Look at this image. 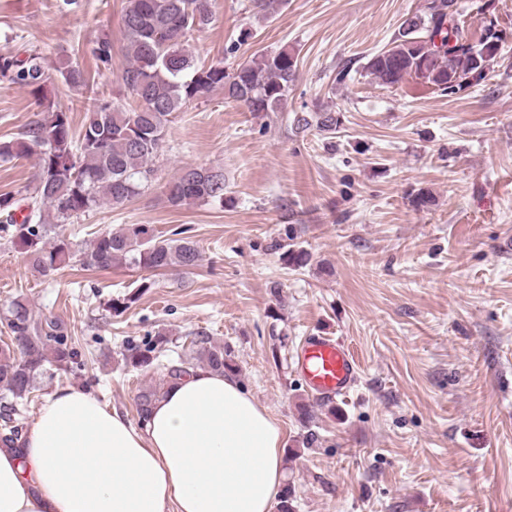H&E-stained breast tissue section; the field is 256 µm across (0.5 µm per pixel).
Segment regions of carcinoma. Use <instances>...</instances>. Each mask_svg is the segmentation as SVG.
<instances>
[{
  "instance_id": "cac0c4a2",
  "label": "carcinoma",
  "mask_w": 512,
  "mask_h": 512,
  "mask_svg": "<svg viewBox=\"0 0 512 512\" xmlns=\"http://www.w3.org/2000/svg\"><path fill=\"white\" fill-rule=\"evenodd\" d=\"M214 20L213 0H125L123 32L127 62L121 80L135 99L128 107L104 97L92 98L79 137L71 130L69 112L44 94L58 77L72 87H85L84 72L67 60L50 65L41 52L25 57L0 55V78L29 90L40 107L37 118L18 136L0 139V162L36 155L38 173L21 197L0 194V233L20 244L34 270L51 278L74 258L86 269L115 264L148 271L197 265L198 246L188 237L163 238L149 224H126L97 235L84 249L72 251L62 230L67 224L105 204L122 205L155 182V161L173 115L220 88L227 98L251 112H274L287 99L294 80L295 53L286 48L253 54L232 72L224 62L196 61L189 38ZM503 42L493 18L474 30L460 11L458 0H428L425 12L407 18L398 34L364 66L385 86L419 80L448 92L458 75L473 74L480 63L494 61ZM112 40L101 37L89 47L100 69H112ZM296 129L320 132L336 128L329 112L294 117ZM175 207L200 202L224 203V172L185 166L163 186ZM142 282L135 293L109 298L104 310L115 315L151 288ZM0 324L11 343L0 347V444L19 440V422L26 419L37 380L51 369L72 373L81 368L74 338L55 320L41 321L22 296L12 299ZM164 333L123 353L126 368L144 371L169 351ZM201 361L210 369L235 375L238 366L224 346L199 334L187 350L168 361L166 381L177 380ZM162 386H147L137 394L139 419Z\"/></svg>"
}]
</instances>
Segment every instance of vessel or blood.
<instances>
[{"mask_svg":"<svg viewBox=\"0 0 512 512\" xmlns=\"http://www.w3.org/2000/svg\"><path fill=\"white\" fill-rule=\"evenodd\" d=\"M295 370L320 400L347 395L358 380V364L349 346L325 334L304 337L295 353Z\"/></svg>","mask_w":512,"mask_h":512,"instance_id":"1","label":"vessel or blood"}]
</instances>
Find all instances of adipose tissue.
Returning <instances> with one entry per match:
<instances>
[{
	"mask_svg": "<svg viewBox=\"0 0 512 512\" xmlns=\"http://www.w3.org/2000/svg\"><path fill=\"white\" fill-rule=\"evenodd\" d=\"M282 430L236 378L167 383L132 424L77 387L0 448V512H271Z\"/></svg>",
	"mask_w": 512,
	"mask_h": 512,
	"instance_id": "1",
	"label": "adipose tissue"
}]
</instances>
